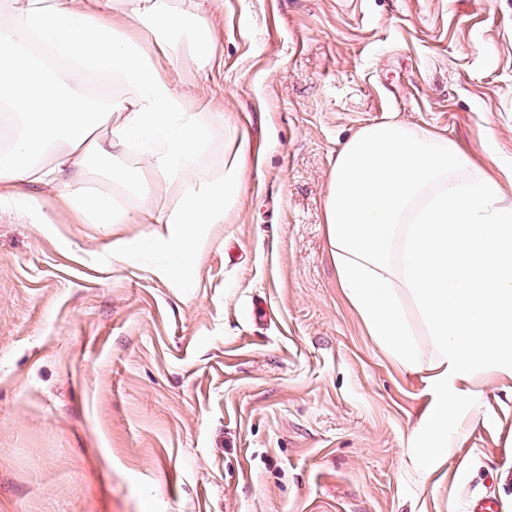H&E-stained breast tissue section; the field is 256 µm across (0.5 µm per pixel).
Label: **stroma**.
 Returning a JSON list of instances; mask_svg holds the SVG:
<instances>
[{
  "label": "stroma",
  "mask_w": 512,
  "mask_h": 512,
  "mask_svg": "<svg viewBox=\"0 0 512 512\" xmlns=\"http://www.w3.org/2000/svg\"><path fill=\"white\" fill-rule=\"evenodd\" d=\"M206 84L261 156L192 287L123 262L113 233L0 214V512H512V379L470 384L448 458L419 462L430 407L370 336L330 255L333 163L397 116L487 172L512 160V0H209Z\"/></svg>",
  "instance_id": "35a3bbf8"
}]
</instances>
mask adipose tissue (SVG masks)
I'll list each match as a JSON object with an SVG mask.
<instances>
[{"label":"adipose tissue","mask_w":512,"mask_h":512,"mask_svg":"<svg viewBox=\"0 0 512 512\" xmlns=\"http://www.w3.org/2000/svg\"><path fill=\"white\" fill-rule=\"evenodd\" d=\"M186 55L212 64L217 33L205 6L174 0H0V210L45 224L47 203L79 224L161 223L147 240L113 236L124 260L151 248L178 257L153 275L185 288L212 225L231 213L254 164L247 139L214 156L222 109L176 92L167 75ZM136 156L142 165L129 167ZM107 188L92 191V174ZM147 177L167 193L162 216L149 203L117 205ZM512 164L476 169L448 138L388 119L361 128L336 155L324 216L336 275L371 336L417 373L415 343L399 298L407 296L435 352L434 402L416 431L427 467L448 458V417L467 383L493 370L512 376Z\"/></svg>","instance_id":"1"}]
</instances>
